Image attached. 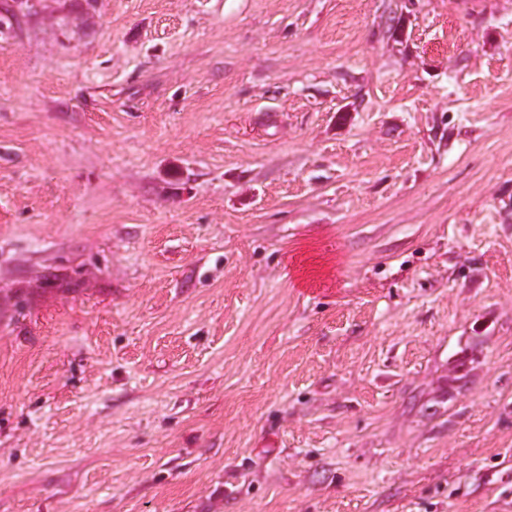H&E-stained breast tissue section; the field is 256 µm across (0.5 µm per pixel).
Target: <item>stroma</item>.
Here are the masks:
<instances>
[{
  "mask_svg": "<svg viewBox=\"0 0 512 512\" xmlns=\"http://www.w3.org/2000/svg\"><path fill=\"white\" fill-rule=\"evenodd\" d=\"M30 3L0 512H512V0Z\"/></svg>",
  "mask_w": 512,
  "mask_h": 512,
  "instance_id": "obj_1",
  "label": "stroma"
}]
</instances>
